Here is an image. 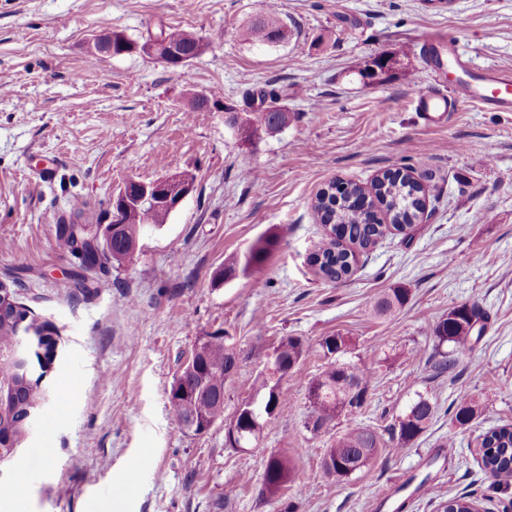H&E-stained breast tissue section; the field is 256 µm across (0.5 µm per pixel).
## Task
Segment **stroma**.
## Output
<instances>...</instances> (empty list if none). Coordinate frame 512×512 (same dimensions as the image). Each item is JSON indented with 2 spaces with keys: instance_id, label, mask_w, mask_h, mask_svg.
<instances>
[{
  "instance_id": "obj_1",
  "label": "stroma",
  "mask_w": 512,
  "mask_h": 512,
  "mask_svg": "<svg viewBox=\"0 0 512 512\" xmlns=\"http://www.w3.org/2000/svg\"><path fill=\"white\" fill-rule=\"evenodd\" d=\"M288 28L277 44L246 37L264 0H0V280L45 323L58 356L51 395L29 438L0 463V512H373L385 495L402 512H442L474 495L482 512H512V481H495L470 450L512 423V113L463 106L453 124L416 112L431 89L422 37L453 33L480 64L512 65V0H275ZM197 32L201 53L171 67L133 52L92 57V37L142 40L157 23ZM288 124L245 139L225 119L256 121L267 93ZM211 111L193 113L191 100ZM422 178L427 211L386 235L352 274L330 283L309 257L327 229L312 213L335 179L369 183L387 170ZM176 172L194 189L148 230L130 262L98 288L57 245L78 211L112 219L126 181ZM277 244L257 270L225 273L259 237ZM409 298L387 316L385 290ZM485 316L480 340L444 374L432 332L458 305ZM349 339L344 362L371 377L362 408L313 431L309 385L326 368L325 337ZM212 335L246 357L224 389V419L197 435L174 421L171 385ZM312 344L279 389L286 402L247 452L226 444V420L252 392L281 338ZM480 404L466 427L454 403ZM436 403L427 430L343 482L323 470L348 428L389 429L417 395ZM295 461L294 481L268 496L271 453ZM430 482L406 500L402 481Z\"/></svg>"
}]
</instances>
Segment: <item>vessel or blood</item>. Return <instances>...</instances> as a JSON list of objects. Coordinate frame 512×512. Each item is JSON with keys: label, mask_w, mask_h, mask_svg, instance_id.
Returning a JSON list of instances; mask_svg holds the SVG:
<instances>
[{"label": "vessel or blood", "mask_w": 512, "mask_h": 512, "mask_svg": "<svg viewBox=\"0 0 512 512\" xmlns=\"http://www.w3.org/2000/svg\"><path fill=\"white\" fill-rule=\"evenodd\" d=\"M423 76L453 69L458 75L453 92L435 89L419 96L416 108L425 124L453 121L463 105L492 112H512V66L480 65L459 39L427 36L419 45Z\"/></svg>", "instance_id": "b4317fda"}]
</instances>
